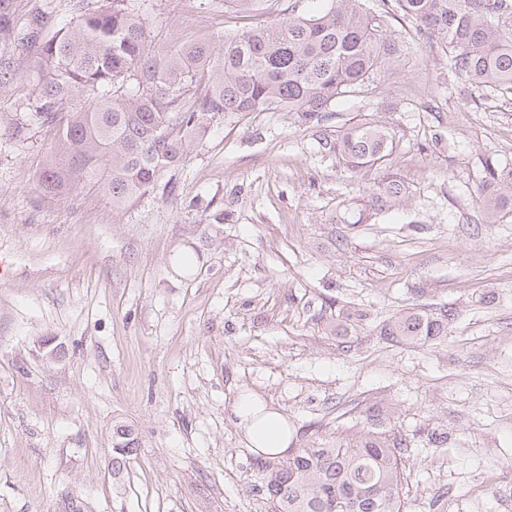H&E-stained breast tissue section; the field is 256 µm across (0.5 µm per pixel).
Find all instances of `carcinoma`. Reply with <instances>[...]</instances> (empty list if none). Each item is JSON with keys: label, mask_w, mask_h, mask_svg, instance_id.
<instances>
[{"label": "carcinoma", "mask_w": 512, "mask_h": 512, "mask_svg": "<svg viewBox=\"0 0 512 512\" xmlns=\"http://www.w3.org/2000/svg\"><path fill=\"white\" fill-rule=\"evenodd\" d=\"M268 2L210 0L212 11L253 22L224 34L219 46L206 34L176 37L158 54L147 45L134 0H78L76 16L53 33L16 31L14 44L36 48L28 110L54 131L41 190L65 196L89 184L108 194L114 209L159 187L169 195L175 182L164 174L203 140L215 117L286 109L312 125L401 55L402 44L364 0H328L316 14L286 20L270 18ZM394 8L441 45L456 76L512 93V0H394ZM15 72L0 55V93ZM395 140L394 129L357 121L326 146L344 167L361 170L383 167ZM406 193L403 181L387 176L368 206L382 211ZM480 193L491 215H512V169L488 164ZM451 316L444 308H407L383 321L379 334L415 346L448 335ZM362 317L339 315L330 333L351 336ZM367 417L374 428L344 446L315 442L286 458H256L254 489L270 512H403L407 441L377 428L383 410ZM116 437L119 469L139 443L124 426Z\"/></svg>", "instance_id": "obj_1"}]
</instances>
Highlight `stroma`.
<instances>
[{
	"instance_id": "1",
	"label": "stroma",
	"mask_w": 512,
	"mask_h": 512,
	"mask_svg": "<svg viewBox=\"0 0 512 512\" xmlns=\"http://www.w3.org/2000/svg\"><path fill=\"white\" fill-rule=\"evenodd\" d=\"M74 2L10 0L0 41ZM206 3L142 0L148 46L211 33ZM386 24L399 61L314 128L285 110L216 118L174 194L120 210L89 185L41 193L52 133H12L32 92L22 56L0 94V512H268L228 413L242 391L296 448L344 442L383 407L408 441L405 512H512V216L489 218L480 195L486 163L512 168V96L452 75L401 14ZM363 118L398 146L351 171L318 139ZM388 173L407 200L366 209ZM416 306L451 309L447 336H380ZM349 307L366 318L346 348L325 323ZM118 421L139 450L117 476Z\"/></svg>"
}]
</instances>
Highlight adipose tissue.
<instances>
[{"label": "adipose tissue", "instance_id": "adipose-tissue-1", "mask_svg": "<svg viewBox=\"0 0 512 512\" xmlns=\"http://www.w3.org/2000/svg\"><path fill=\"white\" fill-rule=\"evenodd\" d=\"M231 413L250 448L269 457L287 455L291 433L279 411L266 406L250 393L243 392L234 399Z\"/></svg>", "mask_w": 512, "mask_h": 512}]
</instances>
